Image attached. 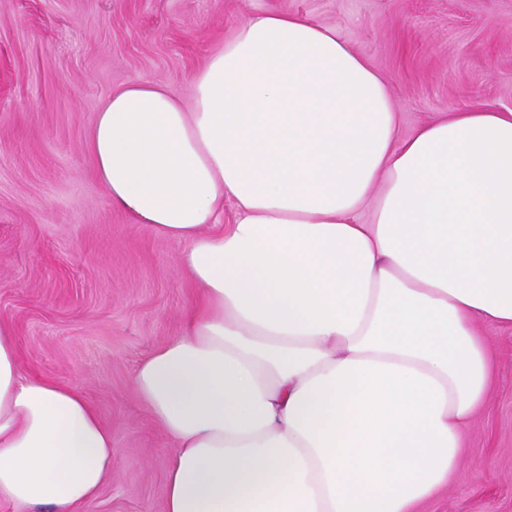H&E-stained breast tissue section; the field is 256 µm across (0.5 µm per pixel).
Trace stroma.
I'll return each instance as SVG.
<instances>
[{
    "instance_id": "obj_1",
    "label": "stroma",
    "mask_w": 512,
    "mask_h": 512,
    "mask_svg": "<svg viewBox=\"0 0 512 512\" xmlns=\"http://www.w3.org/2000/svg\"><path fill=\"white\" fill-rule=\"evenodd\" d=\"M336 30L388 85L403 132L472 106L512 110V0H270ZM251 0H0V317L26 376L77 389L112 433L111 482L80 512H163L173 442L139 363L196 290L181 242L133 223L85 142L112 91L190 78ZM492 382L461 468L424 512H512V329L488 326Z\"/></svg>"
}]
</instances>
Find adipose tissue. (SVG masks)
I'll return each mask as SVG.
<instances>
[{"instance_id":"obj_1","label":"adipose tissue","mask_w":512,"mask_h":512,"mask_svg":"<svg viewBox=\"0 0 512 512\" xmlns=\"http://www.w3.org/2000/svg\"><path fill=\"white\" fill-rule=\"evenodd\" d=\"M253 4L190 104L132 82L86 142L197 289L134 375L174 443L164 512H420L486 401L478 327H512V111L402 134L334 28ZM115 455L76 389L23 375L0 318V501L77 512Z\"/></svg>"}]
</instances>
